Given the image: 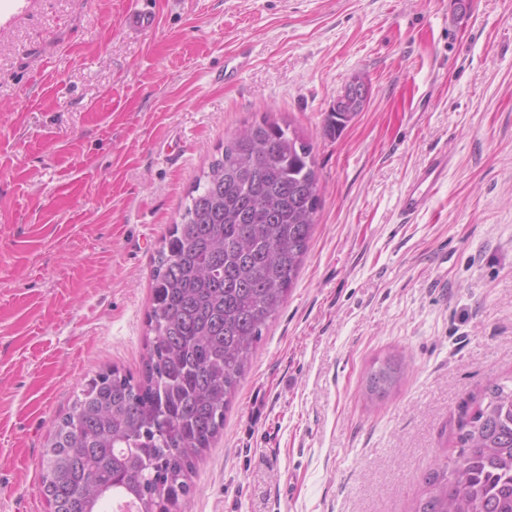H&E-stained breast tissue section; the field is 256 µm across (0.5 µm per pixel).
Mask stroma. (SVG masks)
Masks as SVG:
<instances>
[{"label": "stroma", "instance_id": "stroma-1", "mask_svg": "<svg viewBox=\"0 0 512 512\" xmlns=\"http://www.w3.org/2000/svg\"><path fill=\"white\" fill-rule=\"evenodd\" d=\"M130 2L0 14V512H48L58 416L100 371L140 377L162 238L266 113L309 136L322 207L187 510L414 512L462 404L512 379V0H152L139 33ZM357 74L364 110L329 136ZM443 150L444 184L399 223ZM402 350L407 380L365 400ZM147 0H134L126 14V24L134 31H147L155 27L156 16ZM451 158L448 151L431 155L420 167L413 182L401 196L400 223L411 224L423 212L448 175ZM405 356L389 355L373 363L364 375L363 393L367 399L383 400L396 388L405 374Z\"/></svg>", "mask_w": 512, "mask_h": 512}]
</instances>
